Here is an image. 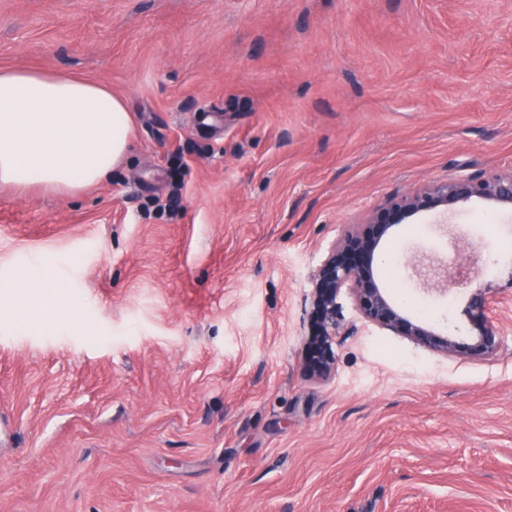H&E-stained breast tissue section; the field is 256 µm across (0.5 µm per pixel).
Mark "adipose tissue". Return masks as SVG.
Segmentation results:
<instances>
[{
	"mask_svg": "<svg viewBox=\"0 0 512 512\" xmlns=\"http://www.w3.org/2000/svg\"><path fill=\"white\" fill-rule=\"evenodd\" d=\"M132 105L82 77L0 68V186L74 194L109 180L133 140Z\"/></svg>",
	"mask_w": 512,
	"mask_h": 512,
	"instance_id": "adipose-tissue-1",
	"label": "adipose tissue"
}]
</instances>
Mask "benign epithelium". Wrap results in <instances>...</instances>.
<instances>
[{
  "mask_svg": "<svg viewBox=\"0 0 512 512\" xmlns=\"http://www.w3.org/2000/svg\"><path fill=\"white\" fill-rule=\"evenodd\" d=\"M473 201L490 211L512 209V171L461 176L448 182L419 186L374 209L364 224L346 231L329 249L312 275L313 336L307 344L308 370L319 378L334 364L333 315L337 298L346 288L362 316L371 324L407 336L416 343L450 356H488L499 346L497 331L486 322L472 344H461L407 314L374 275L379 246L390 231L430 212L447 214Z\"/></svg>",
  "mask_w": 512,
  "mask_h": 512,
  "instance_id": "benign-epithelium-1",
  "label": "benign epithelium"
}]
</instances>
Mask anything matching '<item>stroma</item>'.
<instances>
[{
    "label": "stroma",
    "mask_w": 512,
    "mask_h": 512,
    "mask_svg": "<svg viewBox=\"0 0 512 512\" xmlns=\"http://www.w3.org/2000/svg\"><path fill=\"white\" fill-rule=\"evenodd\" d=\"M0 66L107 84L135 129L111 181L0 188V512H512V214L423 215L376 267L495 354L345 295L334 369L304 358L346 229L512 170V0H0ZM34 262L40 315L2 287Z\"/></svg>",
    "instance_id": "35a3bbf8"
}]
</instances>
